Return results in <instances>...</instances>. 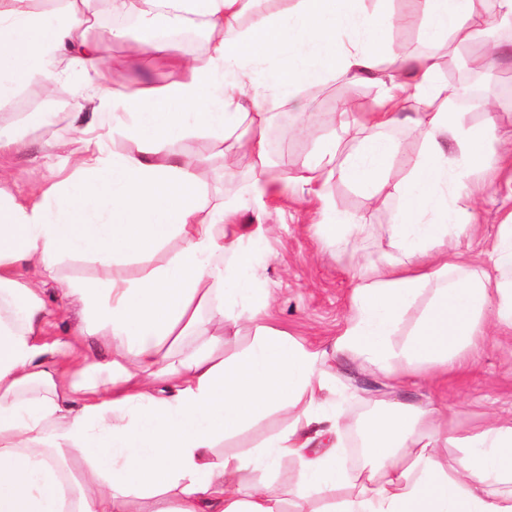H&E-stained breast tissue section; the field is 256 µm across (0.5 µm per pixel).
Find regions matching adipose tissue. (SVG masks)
<instances>
[{
	"label": "adipose tissue",
	"instance_id": "adipose-tissue-1",
	"mask_svg": "<svg viewBox=\"0 0 512 512\" xmlns=\"http://www.w3.org/2000/svg\"><path fill=\"white\" fill-rule=\"evenodd\" d=\"M387 2L370 9L365 0H294L264 13L255 0H139L153 26L199 24L218 37L192 59L152 41L149 50L169 58L176 79L112 86L108 45L124 33L87 39L88 0L44 10L35 0H0V100L76 76L92 105L68 115L82 143L70 165H46L24 197L0 188V512H288L292 500L310 512H512V421L452 438L442 409L399 404L360 426L372 467L350 476L335 453L305 456L336 438L341 416L329 405V384L314 353L264 325L271 295L257 286L238 205L210 204L205 158L172 151L197 134L247 143L250 190L261 192L276 180L265 138L272 102L287 97L301 112L302 88L371 75L380 86L371 110L339 107L341 131L356 125L362 138L343 155L336 141L319 146L294 176L318 194L337 175L391 212L387 233L400 256L383 264L353 258L351 311L335 348L403 377L453 364L486 320L512 329V224L500 225L487 263H472L460 249L469 227L445 189L488 160L495 115L466 125L449 109L454 93L441 80V55H403L387 36L394 25H415L427 41L463 43L511 19L512 0H403L398 10ZM99 114L132 150L111 151ZM402 124L421 152L394 181L387 172L401 143L391 131ZM452 142L461 149L453 167ZM322 212L312 233L323 243L363 231L330 200ZM172 242L177 251L155 263ZM69 257L149 267L139 277L66 284L59 314L78 305L73 336L100 337L109 362L75 361L73 337H46L44 284ZM419 303L409 338L395 344ZM240 308L256 325L254 342L217 358L224 338L209 326ZM274 411L295 416L296 426L251 454L216 456L224 438ZM448 444L460 452L457 466L440 456ZM292 456L303 471L287 497L248 485V473ZM75 458L88 463V478L72 476Z\"/></svg>",
	"mask_w": 512,
	"mask_h": 512
}]
</instances>
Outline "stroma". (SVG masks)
<instances>
[{
	"label": "stroma",
	"mask_w": 512,
	"mask_h": 512,
	"mask_svg": "<svg viewBox=\"0 0 512 512\" xmlns=\"http://www.w3.org/2000/svg\"><path fill=\"white\" fill-rule=\"evenodd\" d=\"M144 20H137L126 38L112 45L111 77L124 81L158 86L169 82L173 72L168 62L143 52L128 54V40L137 39L147 30ZM502 52L495 72L479 67L484 55L482 43L471 42L457 52L444 55V65L454 66L456 76L450 86L474 80L481 84L484 99L495 102L498 134L502 142H512V99L504 98L501 87L512 84V28L500 29ZM76 81L60 83L52 98H44L36 87H29L0 105V122L15 127L21 145L0 155V185L13 193L27 192L33 170L42 161L41 143L52 138L57 153L65 158L81 149L77 134L69 127L65 115L74 111L79 98ZM378 94L370 80H336L303 88L301 98L307 104L300 115L285 103L276 104V120L268 130L269 162L282 176L277 188L263 202H255L244 190L252 181L251 158L246 152L237 155L234 177L224 175L219 162L221 148L207 137H189L178 141L173 151L178 155H210L216 160L210 174L212 201L241 197L239 223L249 229L266 226L263 238L255 242V252L262 274V285L274 297L267 323L286 332L309 350L320 355L319 366L327 376L337 404L343 412V427L337 458L350 472L360 469V462L350 454V436L357 424L368 416L396 403L424 408L428 404L448 407V432L464 435L480 430L492 414L512 409V334L491 333L464 370L453 371L435 380L423 377L397 384L383 376L364 357L334 350L333 344L343 332L352 300L351 274L347 254L356 250L362 259L379 263L395 257L385 226L389 214L370 206L365 192L353 185L330 180L325 192L337 210L365 219V229L349 245L335 248L316 240L311 231L321 219L322 205L312 194L292 186V178L302 160L330 133L336 122L340 102L353 104L357 111H368ZM448 202L461 221L472 222L474 230L462 238L461 248L475 263H483L485 252L500 224L512 215V164L496 167L470 166L463 188H451ZM141 265L119 263L104 270L86 259L64 260L58 281L46 287L50 306L61 303L65 281L72 278L106 279L108 275H140ZM290 423L286 414H274L259 421L220 445V453H240L260 445L269 436Z\"/></svg>",
	"instance_id": "obj_1"
}]
</instances>
